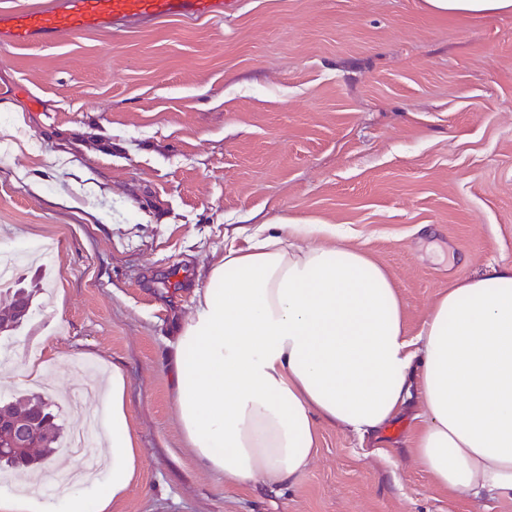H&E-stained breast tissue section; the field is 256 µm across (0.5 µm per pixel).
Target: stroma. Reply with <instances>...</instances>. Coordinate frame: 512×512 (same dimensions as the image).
Segmentation results:
<instances>
[{
	"mask_svg": "<svg viewBox=\"0 0 512 512\" xmlns=\"http://www.w3.org/2000/svg\"><path fill=\"white\" fill-rule=\"evenodd\" d=\"M0 249L42 264L0 337V396L126 371L141 468L112 512H512L449 498L413 456L416 403L307 470L231 485L187 447L168 352L195 288L254 224L336 230L393 280L409 332L459 277L512 261V13L425 0H235L224 18L0 42ZM40 367L30 378L28 366ZM428 7L441 14L494 15L512 12V0H426ZM11 294L7 310L0 316V333L8 334L19 329L28 319L31 308V293L24 288H6Z\"/></svg>",
	"mask_w": 512,
	"mask_h": 512,
	"instance_id": "obj_1",
	"label": "stroma"
}]
</instances>
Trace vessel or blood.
<instances>
[{
    "label": "vessel or blood",
    "mask_w": 512,
    "mask_h": 512,
    "mask_svg": "<svg viewBox=\"0 0 512 512\" xmlns=\"http://www.w3.org/2000/svg\"><path fill=\"white\" fill-rule=\"evenodd\" d=\"M229 0H43L0 10V40L30 46L65 34L113 29L141 20L193 21L223 17Z\"/></svg>",
    "instance_id": "1"
}]
</instances>
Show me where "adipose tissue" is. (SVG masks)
Instances as JSON below:
<instances>
[{
	"label": "adipose tissue",
	"instance_id": "adipose-tissue-1",
	"mask_svg": "<svg viewBox=\"0 0 512 512\" xmlns=\"http://www.w3.org/2000/svg\"><path fill=\"white\" fill-rule=\"evenodd\" d=\"M310 233L259 225L204 277L171 345L188 448L230 483L293 481L319 423L375 434L403 409L418 367L416 460L449 496L512 500V262L457 279L412 334L382 267L352 247L308 243ZM104 415V480L50 510L33 494H0V512H110L140 465L117 366Z\"/></svg>",
	"mask_w": 512,
	"mask_h": 512
}]
</instances>
